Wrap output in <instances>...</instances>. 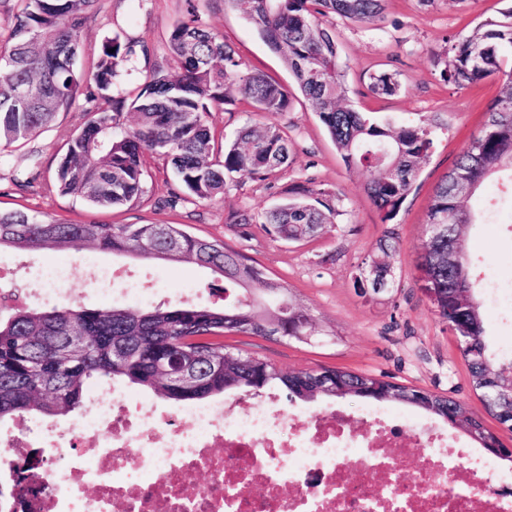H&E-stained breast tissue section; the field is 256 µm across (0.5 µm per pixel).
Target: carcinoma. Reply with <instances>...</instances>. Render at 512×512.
I'll use <instances>...</instances> for the list:
<instances>
[{
    "label": "carcinoma",
    "instance_id": "1",
    "mask_svg": "<svg viewBox=\"0 0 512 512\" xmlns=\"http://www.w3.org/2000/svg\"><path fill=\"white\" fill-rule=\"evenodd\" d=\"M8 36L0 38V150H13L49 126L56 115L83 99L87 120L67 141L50 192L98 208L124 205L144 193V153L171 165L180 189L198 199L224 194L228 182L269 180L288 164L292 144L272 118L289 112L293 95L266 74L252 70L207 28L197 0L169 33L171 60L150 72L128 98L122 71L133 70L134 52L119 36L97 46L82 40L98 0H15ZM253 23L260 38L287 64L297 91L326 129L350 171L364 170V189L384 224L398 214L422 164L434 151V126L395 125L356 110L348 97L336 27L331 19L372 25L384 0H226ZM115 52H110V49ZM85 57L89 66L78 65ZM440 77L459 89L494 77L501 83L487 107L478 137L436 187L426 218L427 241L420 273L430 280L439 317L458 337L474 389L485 411L512 431V395L498 384L497 367L484 340L485 318L472 294L462 248L471 223L470 201L501 169L512 171V7L483 19L436 56ZM33 86L39 96L24 110L11 105V89ZM400 83L387 71L370 75L376 96H392ZM245 98L264 121L243 128L238 139L213 157L211 112ZM135 127L126 128V113ZM295 196L267 211L263 223L281 239L300 241L342 215L339 193L300 186ZM147 250L145 259L189 261L223 282L222 304H159L133 311L79 306L66 311L32 305H0V422L66 415L81 407L94 380L124 381L176 402L201 401L242 390L257 394L278 383L288 398L354 396L409 404L457 424L494 457L507 452L497 433L462 403L408 390L391 381L337 368L283 374L266 361L224 351V333L260 335L261 322L278 302L251 299L256 284L288 294L284 283L223 243L188 234L176 224H76L35 221L19 210H0V247H70L114 254ZM286 336H303L310 316L291 300Z\"/></svg>",
    "mask_w": 512,
    "mask_h": 512
}]
</instances>
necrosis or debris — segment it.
Here are the masks:
<instances>
[{"instance_id": "1", "label": "necrosis or debris", "mask_w": 512, "mask_h": 512, "mask_svg": "<svg viewBox=\"0 0 512 512\" xmlns=\"http://www.w3.org/2000/svg\"><path fill=\"white\" fill-rule=\"evenodd\" d=\"M21 469L16 512H512V475L381 409L170 415L103 384L67 429L0 435V472Z\"/></svg>"}]
</instances>
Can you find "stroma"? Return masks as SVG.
<instances>
[{"mask_svg": "<svg viewBox=\"0 0 512 512\" xmlns=\"http://www.w3.org/2000/svg\"><path fill=\"white\" fill-rule=\"evenodd\" d=\"M197 6L207 26L223 34L248 68L292 87L293 78L279 57L226 0H198ZM499 6V0H457L434 8L422 7L418 0H386L384 17L376 24L336 22L340 57L347 65L345 82L356 109L400 122L438 121L446 126L393 221L399 245L387 258L395 280L391 293L365 298L355 289L354 277L373 253L384 226L365 194V174L347 170L335 144L300 96L291 111L279 118L293 144V161L271 182H231L223 198L206 201L186 194L172 206L168 198L178 186L176 176L162 157L150 154L144 194L122 207L94 208L77 198L48 192L68 137L85 120L76 106L60 114L24 149L0 155V208L80 224H177L195 236L225 242L284 282L294 303L312 315L314 330L310 340L288 342L227 333L225 350L266 360L285 374L335 367L453 396L471 412L484 415L486 425L512 448V432L485 415L456 339L423 292L417 270L434 188L480 134L486 106L499 91L498 81L491 78L466 89L442 81L431 53L450 47ZM185 12V0H99L83 40L96 45L118 34L138 50L136 71L122 80L123 89L130 91L155 66L168 63V33ZM382 70L396 75L400 89L395 95L378 97L370 92V75ZM258 120L253 107L243 100L213 111L210 123L216 149L233 143L243 127ZM32 152L40 159L37 175L29 184L16 185L14 177L28 169ZM312 181L341 193L343 214L338 225L324 226L304 241L275 236L263 224V214L288 199L291 189ZM502 183V178H492L472 198L480 220L468 227L465 247L475 294L486 310V339L497 357L507 362L512 360V202L503 204L495 215L486 213L487 201L498 195ZM232 212L249 216V223H227ZM59 258L72 261L68 285L52 302L60 310L115 305L143 310L181 301L186 288L194 289L197 303L220 299L210 270L185 262H146L95 250L78 254L58 247L28 252L1 248L0 268L18 269L20 277L31 280L41 266ZM86 259L117 270L110 293L100 294L90 283L82 265ZM142 277L154 281L153 294L136 292ZM272 395L283 408L305 415L335 409L351 415L370 407L369 401L352 396L291 400L278 385L258 395L229 392L215 396L214 401L235 411L265 405Z\"/></svg>", "mask_w": 512, "mask_h": 512, "instance_id": "obj_1", "label": "stroma"}]
</instances>
